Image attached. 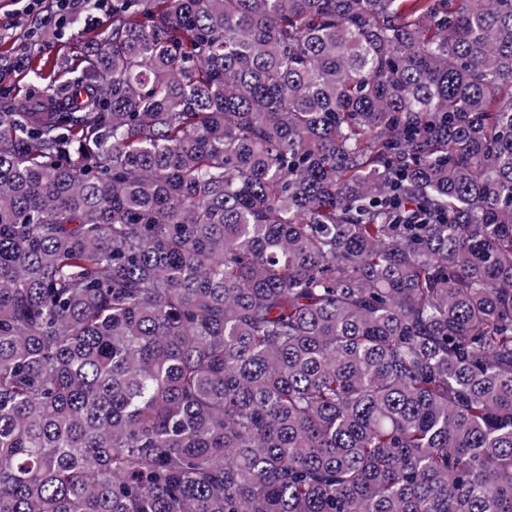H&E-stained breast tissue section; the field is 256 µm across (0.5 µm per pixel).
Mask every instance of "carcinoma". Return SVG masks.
<instances>
[{"label": "carcinoma", "instance_id": "carcinoma-1", "mask_svg": "<svg viewBox=\"0 0 512 512\" xmlns=\"http://www.w3.org/2000/svg\"><path fill=\"white\" fill-rule=\"evenodd\" d=\"M9 61L0 512H512V0H112ZM85 13H82L79 20L75 22L74 20H68L63 26L57 27L59 32V37L54 43L44 46H35L34 52L37 54L46 56H54L62 55L66 53L69 47H79L83 46L86 43L94 40V36L96 35V28L87 29L84 26ZM37 84L30 76L21 74L19 71H13L4 68L0 75V86H6L11 89L14 97L19 101H25L31 96V88Z\"/></svg>", "mask_w": 512, "mask_h": 512}]
</instances>
